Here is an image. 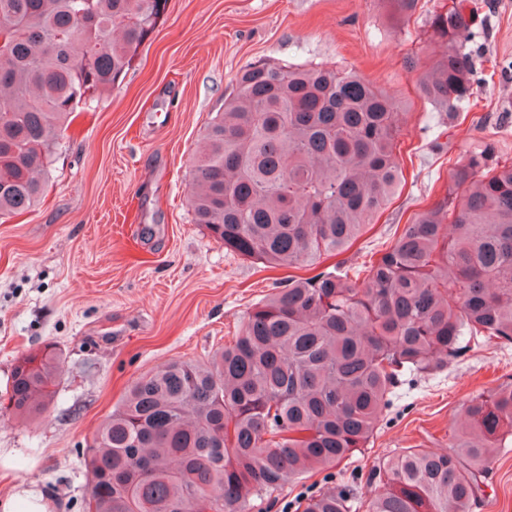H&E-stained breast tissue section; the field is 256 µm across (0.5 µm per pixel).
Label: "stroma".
Wrapping results in <instances>:
<instances>
[{
    "label": "stroma",
    "instance_id": "1",
    "mask_svg": "<svg viewBox=\"0 0 512 512\" xmlns=\"http://www.w3.org/2000/svg\"><path fill=\"white\" fill-rule=\"evenodd\" d=\"M448 0L409 16L385 0H168L125 78L66 131L33 208L0 220V499L41 491L52 512H84V452L98 424L141 374L205 362L246 312L287 277L226 250L187 205L206 126L258 61L352 69L405 116L404 180L350 251L353 264L390 246L432 202L461 159L484 143L512 162V0H477L468 43L485 76L468 114L436 111L416 81L440 55L429 25ZM53 345L62 371L42 418L8 407L19 359ZM512 380V345L472 346L453 365L405 381L366 448L342 464L360 504L373 464L401 449L449 445L474 396ZM472 512H512V448Z\"/></svg>",
    "mask_w": 512,
    "mask_h": 512
}]
</instances>
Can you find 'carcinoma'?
I'll return each instance as SVG.
<instances>
[{"label":"carcinoma","instance_id":"carcinoma-1","mask_svg":"<svg viewBox=\"0 0 512 512\" xmlns=\"http://www.w3.org/2000/svg\"><path fill=\"white\" fill-rule=\"evenodd\" d=\"M167 0H0V219L34 207L75 112L125 74ZM476 0H451L446 53L418 79L438 109L475 105L461 40ZM404 113L354 72L258 62L206 128L188 197L194 222L264 269H300L247 313L205 364L136 378L85 450L88 512H263L323 474L294 512H354L331 469L367 446L402 378L443 370L480 342L512 344V163L485 144L442 196L354 270L348 252L403 180ZM336 263L318 270L325 259ZM58 350L21 358L8 394L32 418ZM453 452L411 447L372 467L368 512H470L512 447V382L471 399Z\"/></svg>","mask_w":512,"mask_h":512}]
</instances>
